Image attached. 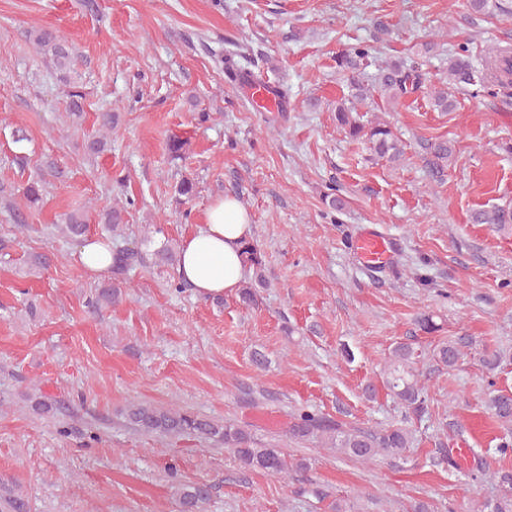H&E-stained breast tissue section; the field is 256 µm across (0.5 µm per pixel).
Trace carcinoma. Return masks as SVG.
Returning a JSON list of instances; mask_svg holds the SVG:
<instances>
[{"label": "carcinoma", "instance_id": "obj_1", "mask_svg": "<svg viewBox=\"0 0 512 512\" xmlns=\"http://www.w3.org/2000/svg\"><path fill=\"white\" fill-rule=\"evenodd\" d=\"M467 7L471 13L484 17L512 16V0H467ZM33 34L37 46L51 53L63 80L69 81L75 63L68 46L51 29H35ZM371 51L372 48L366 45H357L336 53V70L346 78L350 89L348 98L336 104V126L351 140L369 145L378 157L397 163L404 155V147L390 124L382 119L366 124L361 122L357 115L358 107L375 103L377 95L393 106L412 100L425 86L427 77L420 62L413 58L397 57L387 61L371 81L365 72ZM470 90L478 94L512 97V49L488 46L481 62L476 65L468 46L456 44L449 48L447 75L441 81V86L433 87L430 93L432 107L439 112H452L457 106L456 92ZM425 150L424 162L429 177L436 181L443 180L455 158V145L448 140H436L426 144ZM196 193V183L189 179H183L175 186L176 200L181 204L192 200ZM471 221L501 231L512 224V209L504 206L476 209L471 213ZM243 254L245 263L253 268L256 276V284L246 285L238 293L239 304L248 308L257 302L255 286L263 284V256L252 242L247 243ZM143 265L145 255L141 250L115 248L112 254L114 283L112 287L97 293L95 304L116 302L120 296L119 283L131 269ZM468 344L466 337L443 342L433 349V358L444 367L454 368L464 356L463 348ZM386 386L413 414L422 416L427 413L428 389L419 379L410 345L400 343L392 350ZM488 406L505 431L496 451L502 456L511 454L512 394H495L490 397ZM125 417L131 425L145 433L216 438L234 453L241 467L288 477V461L279 449L258 445L249 432L233 423H220L191 412L144 404L129 405ZM288 433L301 440L316 437L339 453L363 462H369L379 455L395 462L404 461L413 443L411 433L401 426L392 424L377 430H365L343 419L335 420L306 410L293 417ZM435 458L437 464L450 470L458 467L453 449L443 442L438 443ZM473 472L494 481L501 491L499 497L486 501L480 512H512V469L492 470L486 460L475 457ZM177 495L183 512H200L202 505L210 498L211 486L181 484L177 487ZM27 509L28 499L19 488L13 486L0 496V512H27Z\"/></svg>", "mask_w": 512, "mask_h": 512}]
</instances>
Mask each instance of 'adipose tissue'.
Returning a JSON list of instances; mask_svg holds the SVG:
<instances>
[{
	"label": "adipose tissue",
	"instance_id": "1",
	"mask_svg": "<svg viewBox=\"0 0 512 512\" xmlns=\"http://www.w3.org/2000/svg\"><path fill=\"white\" fill-rule=\"evenodd\" d=\"M252 229L251 216L238 200L231 196L216 200L204 224L180 245L181 280L201 298L233 293L246 274L242 249Z\"/></svg>",
	"mask_w": 512,
	"mask_h": 512
}]
</instances>
